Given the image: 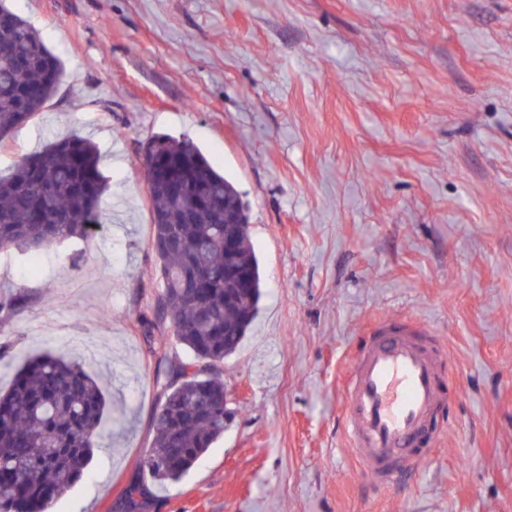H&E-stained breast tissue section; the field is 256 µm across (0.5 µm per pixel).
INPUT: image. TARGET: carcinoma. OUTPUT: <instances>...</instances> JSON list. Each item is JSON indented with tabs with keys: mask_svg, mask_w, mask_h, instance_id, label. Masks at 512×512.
Segmentation results:
<instances>
[{
	"mask_svg": "<svg viewBox=\"0 0 512 512\" xmlns=\"http://www.w3.org/2000/svg\"><path fill=\"white\" fill-rule=\"evenodd\" d=\"M62 62L18 14L0 3V139L42 111L56 91ZM145 156L166 160L185 193L171 190L144 160L152 216L149 246L164 280L163 315L187 353L153 349L163 400L152 424L141 480H180L226 429L224 379L218 366L232 356L254 320L262 292L258 259L248 237V209L235 185L190 139L156 137ZM106 182L96 145L83 137L54 141L0 179V251L24 245L37 265L66 239L93 240L106 221ZM238 237L230 262L252 271L243 289L224 279V223ZM23 296L0 291V332ZM105 386L63 357H30L0 396V512H46L84 475L106 427Z\"/></svg>",
	"mask_w": 512,
	"mask_h": 512,
	"instance_id": "cac0c4a2",
	"label": "carcinoma"
}]
</instances>
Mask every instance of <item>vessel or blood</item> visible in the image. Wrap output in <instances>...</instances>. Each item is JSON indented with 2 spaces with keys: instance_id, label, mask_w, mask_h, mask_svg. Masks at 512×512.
I'll list each match as a JSON object with an SVG mask.
<instances>
[{
  "instance_id": "obj_1",
  "label": "vessel or blood",
  "mask_w": 512,
  "mask_h": 512,
  "mask_svg": "<svg viewBox=\"0 0 512 512\" xmlns=\"http://www.w3.org/2000/svg\"><path fill=\"white\" fill-rule=\"evenodd\" d=\"M446 353L422 327L381 321L370 330L344 390L348 444L362 470L386 485L418 468L447 407Z\"/></svg>"
}]
</instances>
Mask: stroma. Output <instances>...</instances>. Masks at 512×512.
I'll use <instances>...</instances> for the list:
<instances>
[{
	"label": "stroma",
	"mask_w": 512,
	"mask_h": 512,
	"mask_svg": "<svg viewBox=\"0 0 512 512\" xmlns=\"http://www.w3.org/2000/svg\"><path fill=\"white\" fill-rule=\"evenodd\" d=\"M63 76L0 142V175L91 139L109 184L93 242L0 281L24 306L0 393L48 346L106 388L111 437L50 512H122L162 391L142 154L193 140L248 206L258 313L220 366L235 414L142 512H512V0H6ZM408 321L452 364L450 415L416 476L381 487L342 432L369 327Z\"/></svg>",
	"instance_id": "obj_1"
}]
</instances>
